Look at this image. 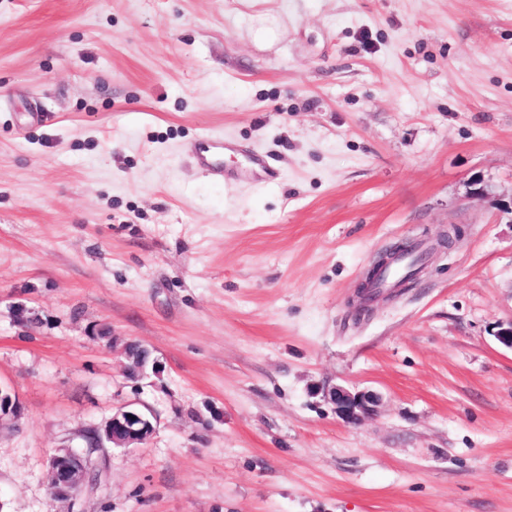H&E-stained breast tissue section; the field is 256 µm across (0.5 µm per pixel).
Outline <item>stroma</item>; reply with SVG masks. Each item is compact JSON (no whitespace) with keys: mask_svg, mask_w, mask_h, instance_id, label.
Instances as JSON below:
<instances>
[{"mask_svg":"<svg viewBox=\"0 0 512 512\" xmlns=\"http://www.w3.org/2000/svg\"><path fill=\"white\" fill-rule=\"evenodd\" d=\"M511 321L512 0H0V512H512ZM127 402L151 439L52 500L49 457ZM224 149H229L224 141L209 133H203L193 143L199 164L217 179H224L223 165L219 162V155ZM400 253H394L391 249L388 253L382 256L366 273L364 280L359 284L357 291V309L363 311L370 303L375 301L378 296L372 295L373 283L380 276V274L388 267H391L397 262V257ZM141 351H144L140 357L135 359L133 372L135 380L144 376L147 371H151L155 376L160 377L164 372L162 363L153 355V352L146 346L141 344ZM21 417V407L15 394L0 384V426L4 422H17ZM323 397L334 405L338 417L347 424H356L372 415L379 397L372 391L352 392L342 386H334L323 392Z\"/></svg>","mask_w":512,"mask_h":512,"instance_id":"stroma-1","label":"stroma"}]
</instances>
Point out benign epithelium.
<instances>
[{
    "label": "benign epithelium",
    "mask_w": 512,
    "mask_h": 512,
    "mask_svg": "<svg viewBox=\"0 0 512 512\" xmlns=\"http://www.w3.org/2000/svg\"><path fill=\"white\" fill-rule=\"evenodd\" d=\"M398 254L390 251L382 256L366 273L357 291V309L363 311L376 300L372 295L373 283L380 274L397 262ZM135 359V378L152 372L159 377L164 372L162 363L146 346ZM323 397L334 405L338 417L347 424H356L372 415L378 406L379 397L372 391L352 392L342 386H334L323 392ZM21 407L15 394L0 385V424L17 422ZM155 432V417L140 409L125 404L119 407L100 428H90L83 434L89 448H102L109 444L113 448H131L146 444ZM93 470L86 459L73 449H65L49 460L50 493L53 500H74L81 489L91 484Z\"/></svg>",
    "instance_id": "1"
}]
</instances>
